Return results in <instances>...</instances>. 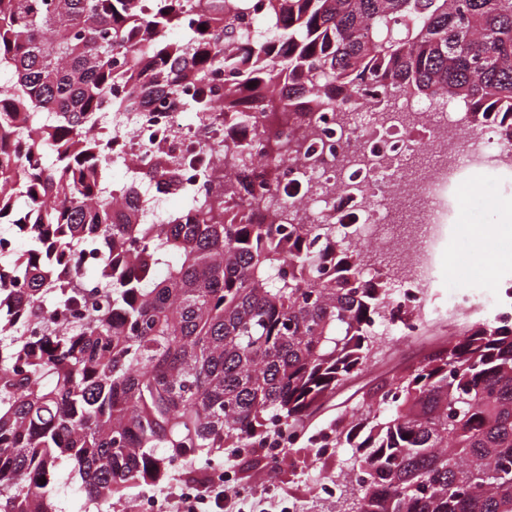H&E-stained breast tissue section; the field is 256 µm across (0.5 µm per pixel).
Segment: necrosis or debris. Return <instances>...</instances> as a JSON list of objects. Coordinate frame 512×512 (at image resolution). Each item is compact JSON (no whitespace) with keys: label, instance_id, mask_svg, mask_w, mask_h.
<instances>
[{"label":"necrosis or debris","instance_id":"obj_1","mask_svg":"<svg viewBox=\"0 0 512 512\" xmlns=\"http://www.w3.org/2000/svg\"><path fill=\"white\" fill-rule=\"evenodd\" d=\"M404 118L389 120L377 112L363 113L357 132L338 130V112H328L313 136L316 150L331 153L337 161H353V173L364 186L362 197L334 191L333 171L314 173L324 193H309L299 165H280L275 192L293 203L297 221L312 224L329 215L340 224L354 225L360 241L376 247L395 237L404 224L415 233L398 255L402 266L399 288L389 308L391 333L412 340L419 336L422 316L433 288L439 282L438 256L448 222V194L475 172L512 170V151L500 145L494 127L470 128L462 112L411 99L402 101ZM129 134L121 136L119 161L127 171H142L143 156L162 150L176 157L182 171L183 195L197 196L215 189L224 178V166L214 144L223 141L224 126L213 113H198L194 123H184L171 110L136 112L129 116ZM365 155L398 158L402 164L386 177L357 165Z\"/></svg>","mask_w":512,"mask_h":512}]
</instances>
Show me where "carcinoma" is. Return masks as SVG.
<instances>
[{
  "instance_id": "obj_1",
  "label": "carcinoma",
  "mask_w": 512,
  "mask_h": 512,
  "mask_svg": "<svg viewBox=\"0 0 512 512\" xmlns=\"http://www.w3.org/2000/svg\"><path fill=\"white\" fill-rule=\"evenodd\" d=\"M192 1L187 38L168 41ZM250 6L0 0V70L15 76L0 86V223L30 225L0 260V512H52L64 459L98 509L176 460L204 470L293 429L367 364L395 280L336 221L295 224L270 194L286 159L333 166L306 147L324 113L343 108L351 134L365 102L451 100L475 129L498 113L512 143V0H263L260 40L237 27ZM152 102L228 128L260 112L297 134L266 139L256 165L224 141L234 177L155 224L137 178L113 205L105 128ZM143 163L178 191L168 155ZM100 239L111 249L84 266ZM83 278L102 285L92 306ZM31 319L50 334L26 336ZM326 430L350 449L336 475L349 512H512V325L464 329Z\"/></svg>"
}]
</instances>
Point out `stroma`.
<instances>
[{
	"label": "stroma",
	"mask_w": 512,
	"mask_h": 512,
	"mask_svg": "<svg viewBox=\"0 0 512 512\" xmlns=\"http://www.w3.org/2000/svg\"><path fill=\"white\" fill-rule=\"evenodd\" d=\"M465 208L456 210L449 225L448 241L441 255L442 286L434 304L447 313L448 296L471 279L496 275L512 277V179L495 173L467 180L461 186ZM450 331L439 324L429 325L423 336L412 342L390 335L379 341L370 362L358 374L338 387L304 422L308 431L326 427L336 418L351 416L357 401L380 379L392 376L419 361L432 350L446 345ZM283 456L296 461L295 468L271 464L255 467L251 454L236 457L231 467L235 483L243 492L260 496L269 493L280 502H294L298 512H336V503L324 499L320 483L344 468L348 449H339L330 459L317 462L311 449L288 446ZM55 512H96L88 505L79 476L69 463L60 466V478L51 496Z\"/></svg>",
	"instance_id": "stroma-1"
}]
</instances>
